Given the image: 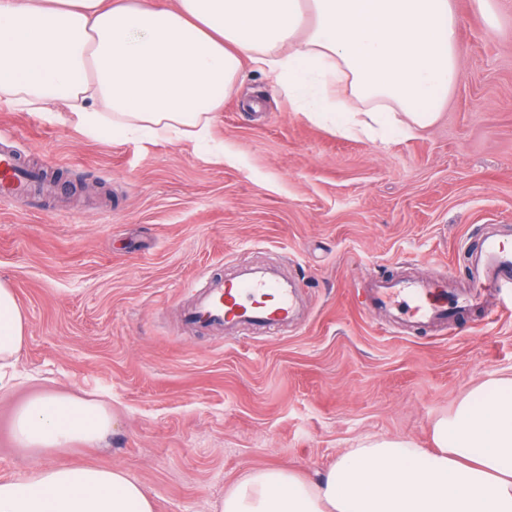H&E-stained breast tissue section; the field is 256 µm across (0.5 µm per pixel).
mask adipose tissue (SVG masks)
Here are the masks:
<instances>
[{
    "label": "adipose tissue",
    "instance_id": "adipose-tissue-1",
    "mask_svg": "<svg viewBox=\"0 0 512 512\" xmlns=\"http://www.w3.org/2000/svg\"><path fill=\"white\" fill-rule=\"evenodd\" d=\"M295 111L370 138L405 115L432 125L460 76L450 0H0V100L30 112L64 104L88 136L210 145L244 63ZM348 91L354 106L341 102ZM28 323L0 280V390L12 387ZM114 420L65 392L13 413L36 457L95 445ZM434 451L365 439L316 480L280 467L239 477L215 512H512V375L480 384L433 428ZM0 512H154L118 468L35 465L0 480Z\"/></svg>",
    "mask_w": 512,
    "mask_h": 512
}]
</instances>
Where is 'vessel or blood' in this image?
<instances>
[{"instance_id":"1","label":"vessel or blood","mask_w":512,"mask_h":512,"mask_svg":"<svg viewBox=\"0 0 512 512\" xmlns=\"http://www.w3.org/2000/svg\"><path fill=\"white\" fill-rule=\"evenodd\" d=\"M8 133L0 131V202H9L23 193L18 158L9 144ZM472 279L471 301L477 302L491 289L512 288V248L496 231L484 234L480 246L469 257ZM299 284L285 282L278 266L261 271L237 270L227 279L208 280L194 290V302L186 313L196 328L218 327L235 330L241 326L277 334L298 309ZM365 308L384 309L393 324L425 325L447 322L458 312L459 296L446 283H430L412 276L375 280L363 289Z\"/></svg>"}]
</instances>
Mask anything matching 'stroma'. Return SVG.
<instances>
[{"mask_svg":"<svg viewBox=\"0 0 512 512\" xmlns=\"http://www.w3.org/2000/svg\"><path fill=\"white\" fill-rule=\"evenodd\" d=\"M460 77L435 123L388 141L294 111L245 67L212 122L223 159L193 142L91 138L0 102V130L49 179L37 212L0 203V278L26 314L20 381L0 391V479L34 458L14 409L67 392L116 418L65 462L123 469L155 512H212L249 470L316 478L368 437L431 447L434 423L512 375V290L497 313L403 334L355 293L411 274L470 285L486 225L512 239V0H450ZM280 262L304 309L286 333L234 340L182 318L192 278Z\"/></svg>","mask_w":512,"mask_h":512,"instance_id":"35a3bbf8","label":"stroma"}]
</instances>
